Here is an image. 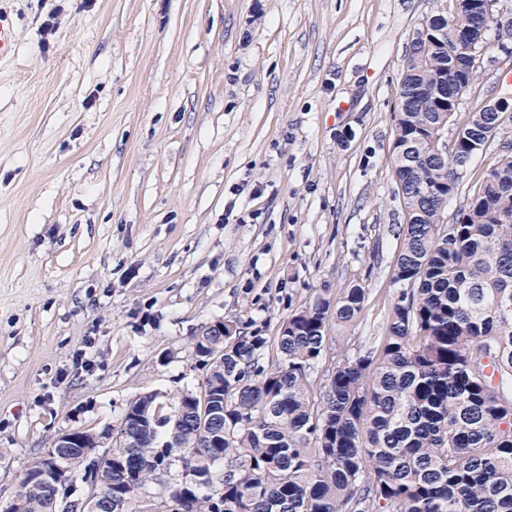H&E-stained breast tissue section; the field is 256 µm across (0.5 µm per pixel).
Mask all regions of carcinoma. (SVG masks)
I'll list each match as a JSON object with an SVG mask.
<instances>
[{"instance_id":"carcinoma-1","label":"carcinoma","mask_w":512,"mask_h":512,"mask_svg":"<svg viewBox=\"0 0 512 512\" xmlns=\"http://www.w3.org/2000/svg\"><path fill=\"white\" fill-rule=\"evenodd\" d=\"M501 30L484 0H452L442 22L414 31L395 113L391 166L408 223L393 280L403 286L384 342L341 354L314 389L310 370L326 355L327 323L349 324L364 309L354 286L288 316L280 356L261 362L267 340L242 331L194 337L193 350L224 349L198 391L187 390L173 415L158 395L128 405L124 434L112 449V498L126 512H512V152L498 155L477 192L441 237L438 213L463 177L456 158L480 154L471 140L496 128L475 112L448 153L430 147L448 124V104L417 93L435 77L479 79L482 42L455 65L440 34L457 21ZM224 410L203 432L201 414ZM95 448L66 457L88 468ZM197 481L165 479L174 460ZM161 487L144 507L138 495ZM25 512H54L55 491L22 484Z\"/></svg>"}]
</instances>
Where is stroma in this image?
I'll return each instance as SVG.
<instances>
[{
	"instance_id": "35a3bbf8",
	"label": "stroma",
	"mask_w": 512,
	"mask_h": 512,
	"mask_svg": "<svg viewBox=\"0 0 512 512\" xmlns=\"http://www.w3.org/2000/svg\"><path fill=\"white\" fill-rule=\"evenodd\" d=\"M0 67V512L61 432L198 390L193 338L268 340L361 285L332 356L380 344L408 216L390 164L413 32L450 0H10ZM53 18L55 31L42 24ZM449 132L498 96L482 56ZM477 155L455 213L504 146ZM17 29L9 11L0 4V65L15 55Z\"/></svg>"
}]
</instances>
